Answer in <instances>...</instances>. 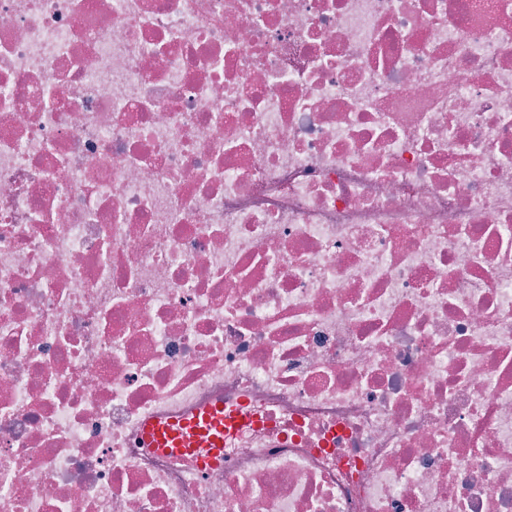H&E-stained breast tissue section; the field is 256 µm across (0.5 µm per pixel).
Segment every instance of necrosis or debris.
Returning <instances> with one entry per match:
<instances>
[{
    "label": "necrosis or debris",
    "mask_w": 512,
    "mask_h": 512,
    "mask_svg": "<svg viewBox=\"0 0 512 512\" xmlns=\"http://www.w3.org/2000/svg\"><path fill=\"white\" fill-rule=\"evenodd\" d=\"M0 512H512V0H0ZM246 421L261 422L244 402H216L188 416L146 419L139 435L147 448L194 457L198 471L205 472L224 464V437Z\"/></svg>",
    "instance_id": "1"
}]
</instances>
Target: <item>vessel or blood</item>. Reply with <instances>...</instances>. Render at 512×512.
<instances>
[{"mask_svg": "<svg viewBox=\"0 0 512 512\" xmlns=\"http://www.w3.org/2000/svg\"><path fill=\"white\" fill-rule=\"evenodd\" d=\"M251 414L246 404L216 402L188 416L146 419L139 435L146 447L194 457L198 471L224 463V438L233 434Z\"/></svg>", "mask_w": 512, "mask_h": 512, "instance_id": "b4317fda", "label": "vessel or blood"}]
</instances>
